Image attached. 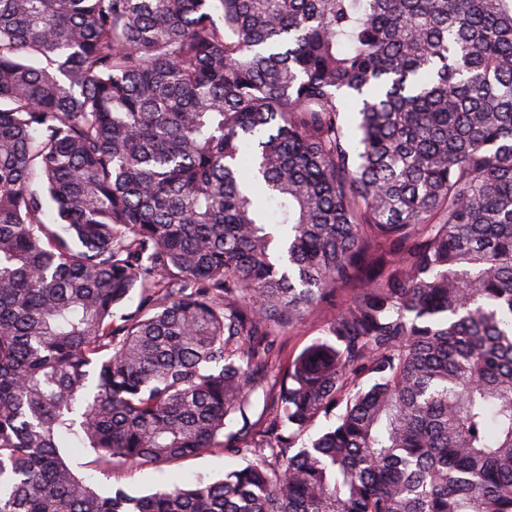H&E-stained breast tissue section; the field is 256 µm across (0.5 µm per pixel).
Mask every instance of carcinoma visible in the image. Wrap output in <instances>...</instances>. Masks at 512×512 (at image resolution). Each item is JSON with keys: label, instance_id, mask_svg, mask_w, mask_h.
<instances>
[{"label": "carcinoma", "instance_id": "carcinoma-1", "mask_svg": "<svg viewBox=\"0 0 512 512\" xmlns=\"http://www.w3.org/2000/svg\"><path fill=\"white\" fill-rule=\"evenodd\" d=\"M0 512H512V0H0ZM329 317V312L327 314H316L277 336L275 343L280 350L284 365L288 362L290 356L298 354L313 340L325 337L323 336V329ZM95 454L82 450L74 454L73 462L79 474L100 490L121 486L133 495H144L170 486L173 483H191L197 480H216L224 470L244 466L253 461L251 455L243 456L231 449L215 450L191 456L177 463L156 467L152 464L118 463L112 471H104L93 462Z\"/></svg>", "mask_w": 512, "mask_h": 512}]
</instances>
